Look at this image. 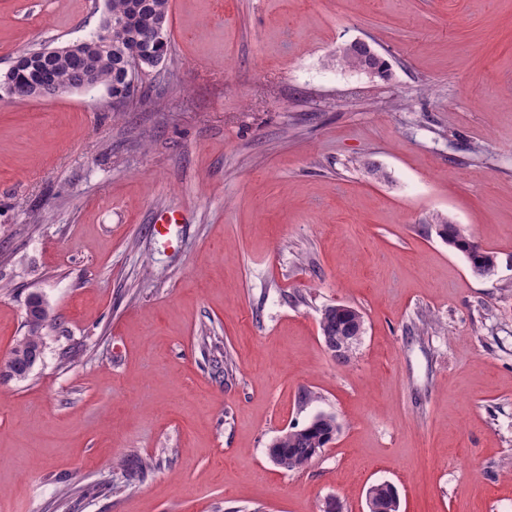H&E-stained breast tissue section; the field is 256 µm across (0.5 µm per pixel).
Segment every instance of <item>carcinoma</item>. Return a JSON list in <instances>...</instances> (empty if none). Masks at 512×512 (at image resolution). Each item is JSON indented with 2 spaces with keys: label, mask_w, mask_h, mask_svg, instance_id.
<instances>
[{
  "label": "carcinoma",
  "mask_w": 512,
  "mask_h": 512,
  "mask_svg": "<svg viewBox=\"0 0 512 512\" xmlns=\"http://www.w3.org/2000/svg\"><path fill=\"white\" fill-rule=\"evenodd\" d=\"M106 9L102 14L97 30L91 39L100 37L107 18H112V49L90 59H74L53 53L50 48L27 51L19 55L22 64L18 68H9L0 74V92L6 96L43 76L63 85L77 77L78 71L88 66L93 78L99 85H105L112 94L127 102L132 96L133 85L124 82L126 70L132 68L131 50L139 47L153 51V45L144 41L147 33L162 30L165 48H170L168 33L169 0H105ZM336 62L360 70L366 69L368 62L356 52L342 50L336 55ZM434 226L446 236L448 245L457 247L462 239L468 245L463 251L468 261L486 265L495 263L494 256L482 249L469 235L441 217H435ZM49 318L48 304L38 295L29 298L26 312L27 334L16 342L7 362V373L17 379L25 378L29 359L43 352L42 330ZM350 323L347 316L334 309H324L319 319L322 336H334ZM336 436V417L330 415L295 430H288L276 438V444L270 457L274 463L287 471L300 468V463L317 455Z\"/></svg>",
  "instance_id": "cac0c4a2"
}]
</instances>
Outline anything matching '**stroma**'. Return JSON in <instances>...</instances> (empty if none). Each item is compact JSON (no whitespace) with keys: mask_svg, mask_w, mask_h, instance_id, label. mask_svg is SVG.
Here are the masks:
<instances>
[{"mask_svg":"<svg viewBox=\"0 0 512 512\" xmlns=\"http://www.w3.org/2000/svg\"><path fill=\"white\" fill-rule=\"evenodd\" d=\"M104 9L0 0V73ZM169 19L128 106L0 95V368L28 297L52 316L30 376L0 378V512H367L379 482L400 512H512V0ZM357 38L387 77L335 63ZM339 303L365 320L345 363L318 326ZM319 413L334 444L275 465ZM430 226L439 228L441 233L446 236L448 245L462 252L467 257L469 263L476 262L486 265L495 263L494 256L491 252L482 249L469 235L465 234L460 227L458 228L457 224H448L446 219L437 216L434 219V224H430ZM460 238L465 241L463 244L465 246L468 245L469 250L464 251L457 247V242Z\"/></svg>","mask_w":512,"mask_h":512,"instance_id":"obj_1","label":"stroma"}]
</instances>
